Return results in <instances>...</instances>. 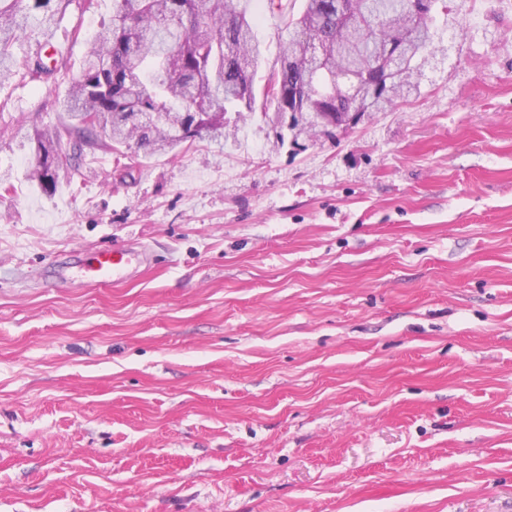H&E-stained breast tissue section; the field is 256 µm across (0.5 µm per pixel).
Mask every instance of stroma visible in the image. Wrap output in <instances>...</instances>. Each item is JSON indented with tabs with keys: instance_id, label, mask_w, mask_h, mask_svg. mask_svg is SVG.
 <instances>
[{
	"instance_id": "35a3bbf8",
	"label": "stroma",
	"mask_w": 512,
	"mask_h": 512,
	"mask_svg": "<svg viewBox=\"0 0 512 512\" xmlns=\"http://www.w3.org/2000/svg\"><path fill=\"white\" fill-rule=\"evenodd\" d=\"M111 18L71 0V75ZM434 30L419 93L335 137L258 109L51 192L68 84L0 78V512H512V0ZM116 243L125 282L48 273Z\"/></svg>"
}]
</instances>
